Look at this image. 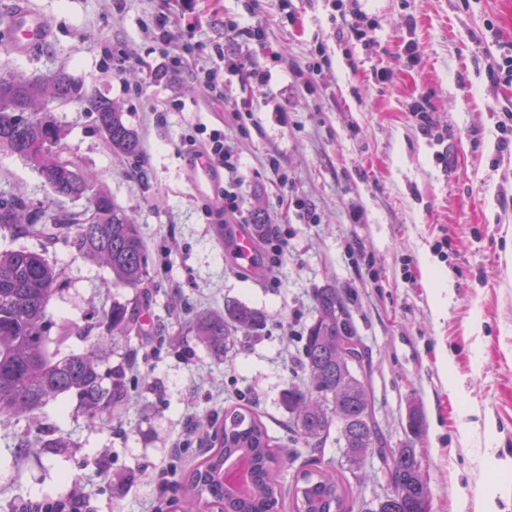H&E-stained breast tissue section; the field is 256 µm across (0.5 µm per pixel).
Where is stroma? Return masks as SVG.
<instances>
[{"instance_id":"35a3bbf8","label":"stroma","mask_w":512,"mask_h":512,"mask_svg":"<svg viewBox=\"0 0 512 512\" xmlns=\"http://www.w3.org/2000/svg\"><path fill=\"white\" fill-rule=\"evenodd\" d=\"M201 0L194 21L197 64L213 43L229 55L266 65L269 86L232 77L215 99L189 71L167 73L152 56L154 18L162 0H0V74L40 76L65 71L83 99L53 103L65 129L61 150L140 226L149 278L136 288L113 284L109 269L85 260L66 239L0 231V251L46 254L65 271L49 307L47 349L56 356L86 351L104 337L103 368L137 349L128 372L129 400L113 423L91 422L75 395L49 400L36 415L72 448L60 457L39 448L17 454L28 429L20 419L0 426V512L28 500H61L80 489L91 512H152L183 498V474L206 445L196 426L230 405L257 410L290 459L280 468L292 487L309 459L288 432L280 397L305 379L302 335L317 318L314 294L330 284L346 294L368 353L376 421L391 446L410 443L421 461L430 512H512V154L495 141L502 109L512 110V82L492 80L494 60L512 54V0H292L287 21L273 0ZM23 4L46 20L54 38L45 49L17 53L7 45L5 15ZM361 12L377 47L337 41V11ZM262 29V41L226 37L224 23ZM412 43L419 58L399 57ZM330 66L307 67L317 52ZM130 64L116 73L109 53ZM152 57L161 79L146 96L139 59ZM427 95L431 135L409 111ZM111 99L138 133L139 160L117 156L101 134L88 96ZM179 100L181 112L152 105ZM286 114H279V107ZM202 123L222 128L241 159L244 207L288 238L277 273L251 280L238 269L233 242L207 218L215 196L190 185L181 138ZM280 155L288 185L266 162ZM0 192L19 193L51 223L85 200L56 199L38 173L0 152ZM314 205L303 223L286 198ZM451 285L441 298L434 278ZM236 300L261 310L262 327L237 333L224 361H215L190 331L196 315ZM139 303L150 338L116 336L95 322L112 304ZM458 392L449 395V381ZM422 420L409 428L411 414ZM195 439L182 456L172 444ZM349 481L354 512L390 491L385 468L368 455Z\"/></svg>"}]
</instances>
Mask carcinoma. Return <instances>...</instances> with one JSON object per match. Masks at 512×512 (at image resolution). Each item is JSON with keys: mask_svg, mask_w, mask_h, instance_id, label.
I'll list each match as a JSON object with an SVG mask.
<instances>
[{"mask_svg": "<svg viewBox=\"0 0 512 512\" xmlns=\"http://www.w3.org/2000/svg\"><path fill=\"white\" fill-rule=\"evenodd\" d=\"M59 103L82 97L80 86L63 71L50 81L22 75L0 76V152L29 162L36 146L60 145L63 130L52 111L37 106L45 90ZM89 104L112 148L126 158L138 159L140 138L123 119L119 108L105 97H91ZM45 186L58 198L87 203L97 201L94 222L87 211L63 213L51 224L36 223L34 209L20 196L0 195V231L15 236L68 238L87 261L105 265L113 282L137 288L147 278L140 225L103 189H87L84 177L46 165L38 170ZM62 271L39 253L26 249L0 251V422L25 418L39 427L33 412L58 395L73 392L87 418L104 422L128 398L125 369L110 375L101 372L99 351L105 340L95 339L89 350L62 358L46 349L49 301L60 283ZM318 316L308 328L299 360L306 382L284 390L281 403L291 415L290 430L313 448L315 457L298 476L289 502L292 512H351L354 490L345 476L323 464L319 448L336 430L343 445L344 466L358 468L369 454L379 456L392 492L368 512H422L429 489L421 473L415 449L390 447L379 432L367 383V363L346 302L334 287L316 291ZM101 319L124 335L144 332L138 313L112 304ZM261 312L243 303L224 305V313L200 314L191 331L217 359L224 358L237 329L261 326ZM212 453L184 475L190 496L183 512H201L208 504L221 512H282L285 493L277 464L283 450L273 444L267 428L249 407L224 409L221 422H211ZM60 451L68 447L61 437L18 438L15 448L35 446Z\"/></svg>", "mask_w": 512, "mask_h": 512, "instance_id": "cac0c4a2", "label": "carcinoma"}]
</instances>
